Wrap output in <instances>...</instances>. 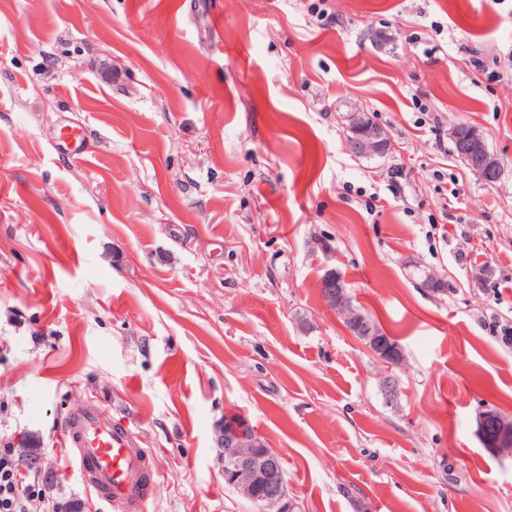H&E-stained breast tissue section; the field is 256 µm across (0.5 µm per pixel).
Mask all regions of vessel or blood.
I'll return each mask as SVG.
<instances>
[{
    "instance_id": "1",
    "label": "vessel or blood",
    "mask_w": 512,
    "mask_h": 512,
    "mask_svg": "<svg viewBox=\"0 0 512 512\" xmlns=\"http://www.w3.org/2000/svg\"><path fill=\"white\" fill-rule=\"evenodd\" d=\"M62 441L87 486L120 512H145L157 483L150 450L142 448L131 430L112 422L96 403L66 416Z\"/></svg>"
}]
</instances>
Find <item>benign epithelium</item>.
Wrapping results in <instances>:
<instances>
[{
    "instance_id": "7a95c632",
    "label": "benign epithelium",
    "mask_w": 512,
    "mask_h": 512,
    "mask_svg": "<svg viewBox=\"0 0 512 512\" xmlns=\"http://www.w3.org/2000/svg\"><path fill=\"white\" fill-rule=\"evenodd\" d=\"M451 138L457 152L470 170L485 182H495L501 176L499 161L487 148L482 132L471 125L455 126ZM348 150L358 157L382 155L389 149V139L382 127L371 122L363 113L350 115ZM321 296L327 307L338 314L345 313L354 323L353 334L387 363L398 362L390 344L381 339L377 328L356 319L351 306L348 284L328 271L320 282ZM481 428L493 427L487 436L489 446L497 455H512V419L494 411L480 417ZM218 458L224 464V481L253 503L270 512H294L296 502L289 497L284 480L281 458L267 449L261 439L242 422L224 424L217 439Z\"/></svg>"
}]
</instances>
